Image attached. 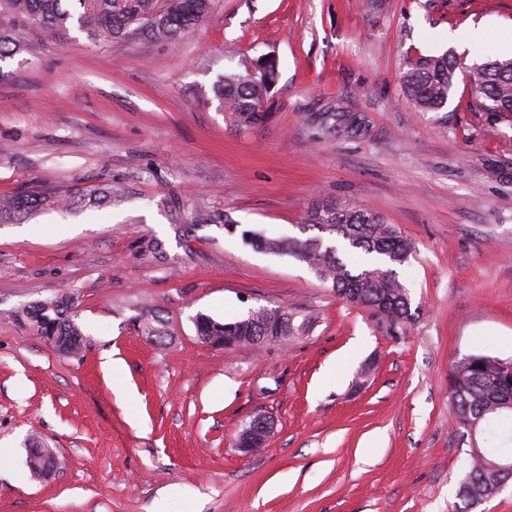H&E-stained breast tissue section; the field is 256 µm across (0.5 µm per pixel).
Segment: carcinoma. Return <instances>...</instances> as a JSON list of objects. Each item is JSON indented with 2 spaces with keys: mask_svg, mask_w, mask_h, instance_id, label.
Here are the masks:
<instances>
[{
  "mask_svg": "<svg viewBox=\"0 0 512 512\" xmlns=\"http://www.w3.org/2000/svg\"><path fill=\"white\" fill-rule=\"evenodd\" d=\"M214 0H0V62L25 50L30 28L60 41L73 28L92 42L115 43L139 32L147 41H168L200 24L212 11ZM461 61L452 54L419 57L404 76V90L420 112L443 108L453 92ZM474 93L488 112L512 113V59L488 56L466 71ZM278 76L275 59L246 58L241 70L222 75L214 84L215 99L225 123L246 132L268 121L264 104ZM362 119L350 112H322L318 130L323 135L362 131ZM112 189L87 194L62 185H40L0 198V223H22L48 208L109 204ZM303 224L318 235L307 238L272 237L264 230L247 229L241 237L252 248L285 255L306 264L340 298L374 311L396 335L413 317L408 288L397 268L409 261L412 243L372 207L358 203H318L306 212ZM71 298L37 301L14 314L15 320L39 336H55V344L68 354L80 349L82 332L75 320ZM141 335L155 340L166 335L157 316L141 320ZM199 336H239L259 348L302 336L309 318L282 306H261L242 319L216 321L199 313ZM455 427L466 433L469 421H478L476 432L492 441L478 452L468 451L459 495L468 505L494 496L500 480L491 464L512 459V406L499 404L512 398V361L474 353L456 360L449 373Z\"/></svg>",
  "mask_w": 512,
  "mask_h": 512,
  "instance_id": "cac0c4a2",
  "label": "carcinoma"
}]
</instances>
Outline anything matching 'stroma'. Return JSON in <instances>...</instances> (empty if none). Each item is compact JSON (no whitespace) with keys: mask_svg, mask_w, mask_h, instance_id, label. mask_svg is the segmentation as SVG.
<instances>
[{"mask_svg":"<svg viewBox=\"0 0 512 512\" xmlns=\"http://www.w3.org/2000/svg\"><path fill=\"white\" fill-rule=\"evenodd\" d=\"M510 30L512 0H215L167 42L29 30L0 63V196L56 182L120 195L0 224V512H459L469 440L451 364L512 358V114L481 108L463 75L444 108L416 111L403 76L449 50L510 58ZM264 54L272 116L236 132L212 85ZM322 112L366 130L322 136ZM317 199L371 206L412 242L400 334L243 243L248 228L300 235ZM72 294L77 353L13 318ZM279 304L310 317L306 335L263 349L196 336V314ZM143 314L164 318L162 341L141 335ZM258 411L274 429L249 458L236 439ZM32 439L58 458L39 480Z\"/></svg>","mask_w":512,"mask_h":512,"instance_id":"1","label":"stroma"}]
</instances>
